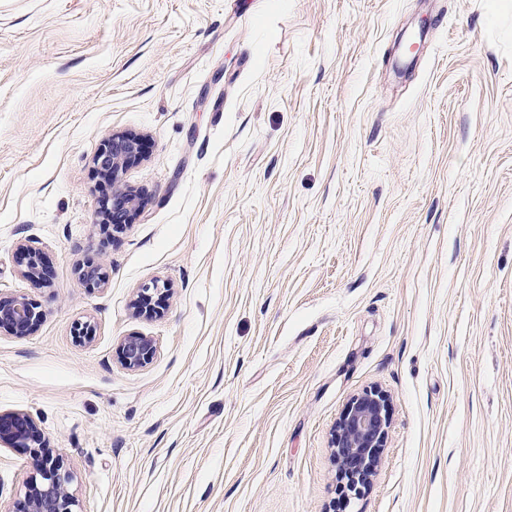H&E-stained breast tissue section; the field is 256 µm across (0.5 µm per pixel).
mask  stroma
I'll use <instances>...</instances> for the list:
<instances>
[{"label":"stroma","instance_id":"35a3bbf8","mask_svg":"<svg viewBox=\"0 0 512 512\" xmlns=\"http://www.w3.org/2000/svg\"><path fill=\"white\" fill-rule=\"evenodd\" d=\"M490 2L0 0V294L43 314L0 327V414L36 420L78 512H512V4ZM125 134L142 207L115 232L93 159ZM134 332L157 351L130 370ZM374 389L385 447L348 499L334 430ZM33 473L0 443V512ZM19 250L23 253L25 259L24 268L21 274L32 281L35 285H43L44 273L41 266L43 259L42 252L39 248L33 246L29 240L18 244ZM168 283L162 280H155L148 284H145L140 291V295L137 297L136 306L137 309L143 314L155 313V309L152 306L153 295H162L168 291ZM156 346L149 336L130 334L119 346V358L127 369H138L148 364L154 357Z\"/></svg>","mask_w":512,"mask_h":512}]
</instances>
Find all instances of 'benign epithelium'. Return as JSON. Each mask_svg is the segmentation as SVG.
<instances>
[{
  "mask_svg": "<svg viewBox=\"0 0 512 512\" xmlns=\"http://www.w3.org/2000/svg\"><path fill=\"white\" fill-rule=\"evenodd\" d=\"M138 138L121 135L106 141L95 157L100 176L111 184L120 181L126 162L136 156ZM25 259L21 274L40 286L44 279L42 252L26 240L18 244ZM89 289L102 287L106 272L99 265L79 271ZM168 291V283L155 280L143 286L137 297V309L152 314L153 295ZM37 305L22 297L0 296V326L6 325L19 336L27 334L40 320ZM153 340L142 334L126 336L119 346V358L126 368L134 370L148 364L154 357ZM389 426L387 398L377 390L355 396L339 418L335 428L337 460L353 495H358L368 476L377 467ZM0 441L12 448H27L37 475L24 500L17 503L14 512H76V499L69 491L72 474L63 462L49 450L35 420L24 413L0 414Z\"/></svg>",
  "mask_w": 512,
  "mask_h": 512,
  "instance_id": "1",
  "label": "benign epithelium"
}]
</instances>
